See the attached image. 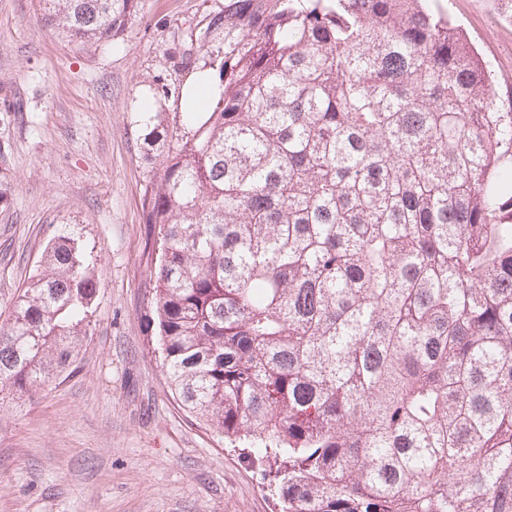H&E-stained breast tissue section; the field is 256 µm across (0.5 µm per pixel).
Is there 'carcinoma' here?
I'll return each mask as SVG.
<instances>
[{
  "instance_id": "obj_1",
  "label": "carcinoma",
  "mask_w": 512,
  "mask_h": 512,
  "mask_svg": "<svg viewBox=\"0 0 512 512\" xmlns=\"http://www.w3.org/2000/svg\"><path fill=\"white\" fill-rule=\"evenodd\" d=\"M71 41L140 0H40ZM222 91L140 155L172 397L282 512H512V100L427 0H237ZM99 283L62 229L0 325V393L76 358Z\"/></svg>"
}]
</instances>
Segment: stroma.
Here are the masks:
<instances>
[{
    "label": "stroma",
    "mask_w": 512,
    "mask_h": 512,
    "mask_svg": "<svg viewBox=\"0 0 512 512\" xmlns=\"http://www.w3.org/2000/svg\"><path fill=\"white\" fill-rule=\"evenodd\" d=\"M231 2L142 0L119 37L82 45L38 23V0H0V324L61 228L99 281L73 365L0 398V512H278L263 470L179 408L146 319L139 103L167 88L158 109L179 118L187 77L224 60ZM431 4L511 95L512 18Z\"/></svg>",
    "instance_id": "obj_1"
}]
</instances>
